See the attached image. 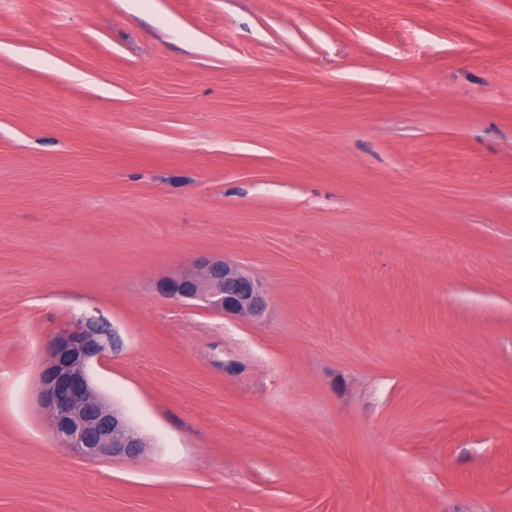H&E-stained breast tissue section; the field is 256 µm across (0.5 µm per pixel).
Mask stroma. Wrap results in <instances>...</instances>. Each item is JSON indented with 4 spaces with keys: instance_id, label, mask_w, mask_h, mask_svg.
<instances>
[{
    "instance_id": "stroma-1",
    "label": "stroma",
    "mask_w": 512,
    "mask_h": 512,
    "mask_svg": "<svg viewBox=\"0 0 512 512\" xmlns=\"http://www.w3.org/2000/svg\"><path fill=\"white\" fill-rule=\"evenodd\" d=\"M95 311L133 461L38 399ZM0 512H512V0H0ZM157 293L240 319L262 318L268 309L263 285L238 265L206 256L193 268L160 279Z\"/></svg>"
}]
</instances>
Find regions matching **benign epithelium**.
I'll list each match as a JSON object with an SVG mask.
<instances>
[{
	"instance_id": "benign-epithelium-1",
	"label": "benign epithelium",
	"mask_w": 512,
	"mask_h": 512,
	"mask_svg": "<svg viewBox=\"0 0 512 512\" xmlns=\"http://www.w3.org/2000/svg\"><path fill=\"white\" fill-rule=\"evenodd\" d=\"M157 293L240 319H259L268 309L263 285L238 265L206 256L193 268L160 279ZM116 331L100 316L84 314L49 342L39 400L57 441L83 458L140 457L144 441L128 414L108 404L89 375L93 362L116 346Z\"/></svg>"
}]
</instances>
